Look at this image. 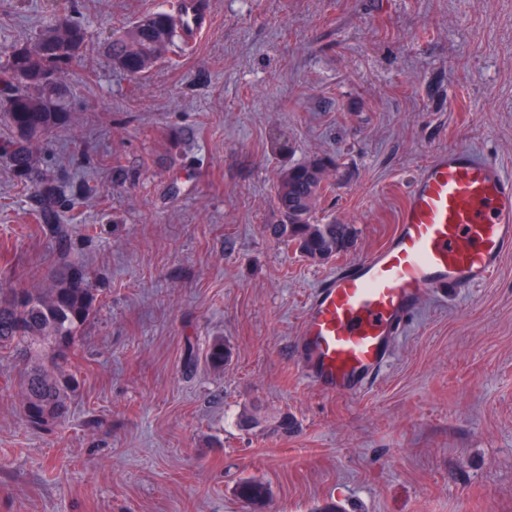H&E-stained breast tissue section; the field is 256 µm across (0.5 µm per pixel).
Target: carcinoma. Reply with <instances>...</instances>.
I'll return each mask as SVG.
<instances>
[{"mask_svg":"<svg viewBox=\"0 0 512 512\" xmlns=\"http://www.w3.org/2000/svg\"><path fill=\"white\" fill-rule=\"evenodd\" d=\"M49 38L87 47L80 22H70L61 32L51 22L26 48L27 56L16 59L13 48L7 52V65L0 69V99L10 128V135L0 138V161L24 179L32 172L35 145L64 126L68 117L65 86H52L41 78L47 72H62L70 60L44 49ZM176 38L177 16L166 10L155 11L113 32L107 52L113 67L142 76L170 60ZM345 177L339 163L327 157L288 167L274 187L280 223L269 227L270 234L293 246L301 257L318 262H328L347 251L353 241V227L316 218L319 200ZM63 195V186L50 179L42 180L37 190L40 219L62 238L67 236L59 211ZM93 309V288L79 267L51 277L42 288L0 283V349L20 346L28 357L21 400L30 426L50 428L67 418L77 379L65 364L77 345L80 327ZM227 359L224 340L214 339L206 349V363L220 369ZM237 494L249 512H263L270 490L261 481L245 479L238 484Z\"/></svg>","mask_w":512,"mask_h":512,"instance_id":"obj_1","label":"carcinoma"}]
</instances>
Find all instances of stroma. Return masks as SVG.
Returning <instances> with one entry per match:
<instances>
[{
  "mask_svg": "<svg viewBox=\"0 0 512 512\" xmlns=\"http://www.w3.org/2000/svg\"><path fill=\"white\" fill-rule=\"evenodd\" d=\"M205 2L189 55L139 78L92 52L64 68L68 121L36 170L68 190L66 241L0 162V280L31 286L67 254L96 296L56 428L26 425L0 350V512H248L244 479L269 487L264 512H512V254L485 284L435 289L360 392L300 366L313 293L388 240L425 164L467 149L512 174V0ZM170 7L0 0V65L54 17L97 44ZM323 156L348 177L318 215L355 237L318 263L267 227L280 173Z\"/></svg>",
  "mask_w": 512,
  "mask_h": 512,
  "instance_id": "stroma-1",
  "label": "stroma"
}]
</instances>
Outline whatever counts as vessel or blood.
Instances as JSON below:
<instances>
[{"label":"vessel or blood","mask_w":512,"mask_h":512,"mask_svg":"<svg viewBox=\"0 0 512 512\" xmlns=\"http://www.w3.org/2000/svg\"><path fill=\"white\" fill-rule=\"evenodd\" d=\"M180 34L208 23L201 0H179ZM512 253V175L470 150L439 153L415 176L384 245L314 293L302 327L309 381L355 393L387 362L423 295L489 281Z\"/></svg>","instance_id":"obj_1"}]
</instances>
